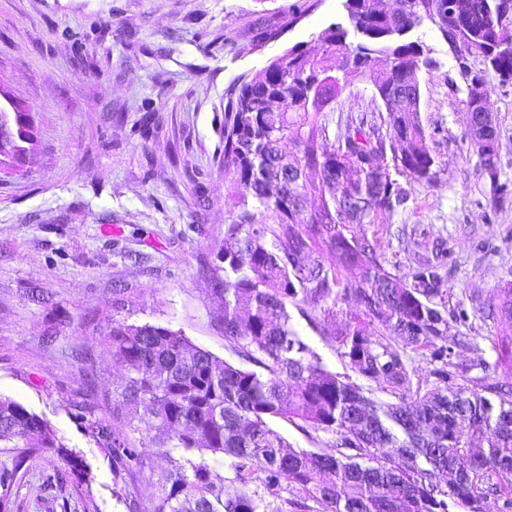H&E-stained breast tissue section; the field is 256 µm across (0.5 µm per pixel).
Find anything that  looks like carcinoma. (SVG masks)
<instances>
[{"label": "carcinoma", "mask_w": 512, "mask_h": 512, "mask_svg": "<svg viewBox=\"0 0 512 512\" xmlns=\"http://www.w3.org/2000/svg\"><path fill=\"white\" fill-rule=\"evenodd\" d=\"M460 2L450 23L448 0H401L397 10L386 0H343L345 21L312 34L314 52L294 45L225 90L224 176L236 206L212 294L224 304V339L259 370L222 361L167 328L112 327L124 370L116 405L131 414L129 430L145 420L154 435L139 450L97 418L84 428L123 471L144 469L154 453L166 462L150 469L151 506L136 497L133 512H486L491 499L512 512V334L493 339L489 363L461 334L470 315L443 288L439 265L425 260L398 275L367 238L348 235L406 207L409 182L440 179L410 91L434 60L410 32L434 25L484 84L512 73V0ZM379 55L389 68L373 78V98L385 111L349 114L332 129L321 114ZM466 123L467 151L495 209L512 195L499 177L496 127L469 101ZM286 138L295 147L288 154ZM326 249L356 271L344 292L366 316L328 335L361 379L392 388L395 403L327 370L292 325L290 307L314 322L336 300ZM486 305L494 318L511 317L512 288L495 290ZM463 345L473 353L468 366L455 361ZM409 348L426 350L436 387L412 389ZM474 368L485 375L469 376ZM277 418L332 435L330 450L292 447L271 426ZM1 441L52 451L66 469L81 470L80 456L47 422L8 397H0ZM207 454L229 459L232 476Z\"/></svg>", "instance_id": "obj_1"}]
</instances>
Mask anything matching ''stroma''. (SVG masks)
I'll return each mask as SVG.
<instances>
[{"label": "stroma", "instance_id": "stroma-1", "mask_svg": "<svg viewBox=\"0 0 512 512\" xmlns=\"http://www.w3.org/2000/svg\"><path fill=\"white\" fill-rule=\"evenodd\" d=\"M298 0H0V92L29 112L35 139L0 172V395L37 414L79 455L67 478L50 451L8 493L9 512H128L149 501V471L115 475L84 428L90 401L107 430L122 371L115 324L155 325L237 362L212 296L224 224V91L295 44L344 19L343 0L319 7L276 41ZM432 50L420 112L442 127L433 186L413 184L405 210L360 227L388 268L407 272L447 242L445 287L470 314V336L512 333L478 306L512 284V197L498 211L466 151V92L433 25L411 34ZM501 180L512 183V85H492ZM302 339L334 372L352 375L336 342L293 312Z\"/></svg>", "mask_w": 512, "mask_h": 512}]
</instances>
